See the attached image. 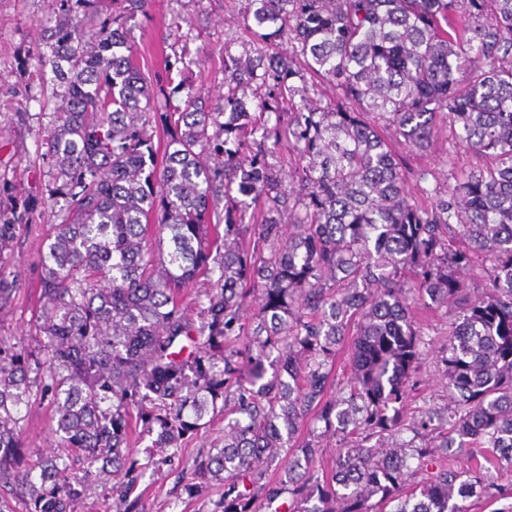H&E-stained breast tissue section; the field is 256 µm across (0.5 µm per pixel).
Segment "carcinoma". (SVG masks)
Returning <instances> with one entry per match:
<instances>
[{"label": "carcinoma", "instance_id": "cac0c4a2", "mask_svg": "<svg viewBox=\"0 0 512 512\" xmlns=\"http://www.w3.org/2000/svg\"><path fill=\"white\" fill-rule=\"evenodd\" d=\"M57 2L37 54L57 100L40 147L64 208L35 346L0 339V512L15 497L71 512L99 462L116 512H135L128 432L176 450L210 407L224 446L185 490L222 482V512H378L376 495L388 512H470L490 468L512 471V0H246L262 42L291 53L226 45L224 102L180 82L185 108L160 117L133 52L115 51L149 0L104 18L94 0ZM319 81L339 91L326 110ZM285 98L288 122L270 123ZM442 126L490 165L418 200L381 129L423 150ZM284 150L286 182L271 163ZM476 253L482 296L460 277ZM211 274L193 319L183 292ZM430 305L455 310L451 404L410 417L415 310ZM39 396L61 454L27 466L22 412Z\"/></svg>", "mask_w": 512, "mask_h": 512}]
</instances>
